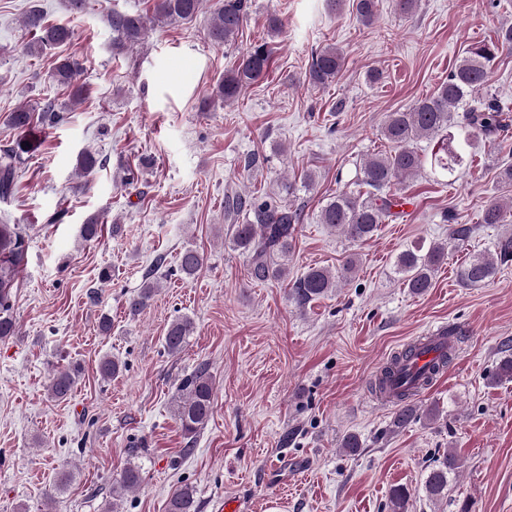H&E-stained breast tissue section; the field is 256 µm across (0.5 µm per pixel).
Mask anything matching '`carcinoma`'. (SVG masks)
Masks as SVG:
<instances>
[{"instance_id":"cac0c4a2","label":"carcinoma","mask_w":512,"mask_h":512,"mask_svg":"<svg viewBox=\"0 0 512 512\" xmlns=\"http://www.w3.org/2000/svg\"><path fill=\"white\" fill-rule=\"evenodd\" d=\"M205 0H154L151 14H129L112 11L110 26L112 43L119 48H134L141 44L149 31L157 26L179 25L192 21ZM250 0H217L207 39L215 46L235 44L250 15ZM356 15L360 23H373L378 0H356ZM24 25L35 34V41L27 52L40 54L67 42L70 28L46 23L43 12L33 7L24 19ZM504 50H512V26L497 30L495 39L479 42L466 50V55L448 73L437 89L418 99L407 110L389 112L385 116L382 134L392 149L384 154L367 157L356 174L357 189H342L321 207L317 223L333 231H340L354 242L366 241L377 231L378 225L397 219L402 212L398 198L391 187L415 177L424 167V159L414 143L424 137L436 140L430 166L452 175L471 166L473 149L479 140H495L508 126L509 116L494 97L474 98L489 80L488 63ZM343 53L327 45L311 55L304 81L326 87L334 82L344 66ZM271 53L262 43L253 46L235 67L224 73L213 96L224 104L235 102L248 85L264 78L269 72ZM81 64L70 58L57 59L51 78L62 87L72 89L74 98L86 96L84 86L78 84ZM63 119V114L52 103L36 110L27 105L17 107L10 115V124L23 132L32 126L52 127ZM13 147L3 151L0 158V198L8 199L16 180ZM296 184L286 182L274 195L244 196L238 192L224 194V221L234 249L246 258V276L249 282L265 283L288 279V267L283 258L290 252L297 225L304 219L303 209L295 203ZM505 218L502 205L492 201L481 216L483 224H501ZM448 242H433L403 250L396 258L397 273L402 285L415 295L425 293L432 286L439 264L447 256L448 243L463 244L474 234L471 224H458L448 218ZM26 257L24 236L17 224H0V339L16 333V321L10 313V288L24 266ZM512 261V237L498 241L494 252L480 254L463 261L456 268L458 282L466 287L479 286L493 279L501 267ZM204 265V254L186 249L179 260V271L186 279L193 278ZM357 268V257L350 254L342 267L333 272L327 268L308 269L293 282L290 295L301 307L333 291L342 281L352 277ZM154 271L146 274L140 290L128 300V309L136 314L145 309L155 296L158 280ZM193 332V321L188 317L173 320L167 326L163 347L176 356L187 346ZM448 349L428 364V372L421 375L412 371L422 341L408 344L393 353L380 369L381 389L396 407L392 426L400 429L418 417L414 397L426 383H432L454 357L455 329L445 328ZM79 376L76 366L63 367L54 373L48 392L51 398L63 401L73 392ZM512 380V354L500 358L492 381ZM214 381L206 367L200 366L180 383L179 396L173 405L174 416L183 435L192 440L205 427L213 413ZM461 467L458 455L450 450L430 468L424 481L427 496L439 501L448 496L450 480ZM141 473L136 466H127L115 478L112 502L108 512H120L122 492L139 485ZM410 493L397 487L390 494V512H405ZM167 512H196L194 491L189 487L176 490L169 499Z\"/></svg>"}]
</instances>
